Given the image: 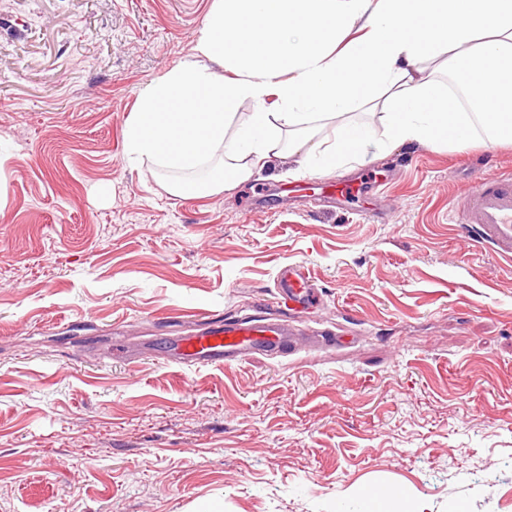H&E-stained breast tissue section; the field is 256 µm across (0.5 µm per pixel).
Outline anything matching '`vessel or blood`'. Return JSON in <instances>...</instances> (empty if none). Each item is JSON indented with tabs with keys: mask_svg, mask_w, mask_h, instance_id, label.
Instances as JSON below:
<instances>
[{
	"mask_svg": "<svg viewBox=\"0 0 512 512\" xmlns=\"http://www.w3.org/2000/svg\"><path fill=\"white\" fill-rule=\"evenodd\" d=\"M460 223L469 225L476 243L495 255L512 259V173H478L458 209ZM318 292L303 264L284 266L277 284V306L301 314L314 306ZM197 333L172 337L167 358L175 364L242 362L255 353L285 355L297 345L289 321L277 318L230 320L205 316Z\"/></svg>",
	"mask_w": 512,
	"mask_h": 512,
	"instance_id": "b4317fda",
	"label": "vessel or blood"
}]
</instances>
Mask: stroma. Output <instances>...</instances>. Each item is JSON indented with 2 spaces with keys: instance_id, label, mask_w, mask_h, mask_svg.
Listing matches in <instances>:
<instances>
[{
  "instance_id": "1",
  "label": "stroma",
  "mask_w": 512,
  "mask_h": 512,
  "mask_svg": "<svg viewBox=\"0 0 512 512\" xmlns=\"http://www.w3.org/2000/svg\"><path fill=\"white\" fill-rule=\"evenodd\" d=\"M212 2L0 0V512H373L375 485L384 512H512V262L455 213L512 145L173 195L126 123ZM295 262L320 290L298 327L339 344L166 361L204 316L288 317Z\"/></svg>"
}]
</instances>
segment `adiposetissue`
Wrapping results in <instances>:
<instances>
[{
	"label": "adipose tissue",
	"mask_w": 512,
	"mask_h": 512,
	"mask_svg": "<svg viewBox=\"0 0 512 512\" xmlns=\"http://www.w3.org/2000/svg\"><path fill=\"white\" fill-rule=\"evenodd\" d=\"M361 107L397 143L463 149L479 127L511 144L512 0H213L191 59L142 89L127 149L182 170L222 152L207 180L171 187L209 195L285 151L310 173L364 156L370 132L349 118ZM318 120L334 125L319 140Z\"/></svg>",
	"instance_id": "obj_1"
}]
</instances>
